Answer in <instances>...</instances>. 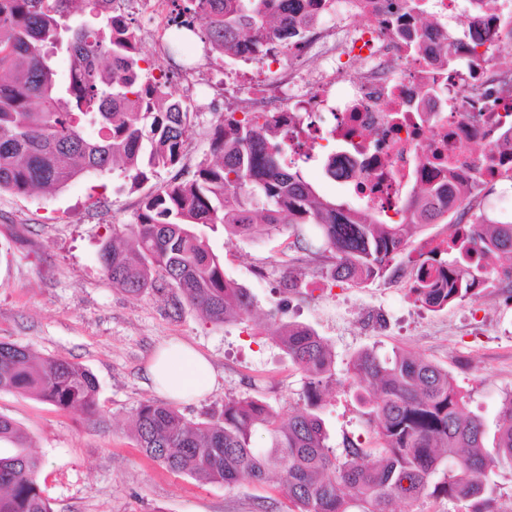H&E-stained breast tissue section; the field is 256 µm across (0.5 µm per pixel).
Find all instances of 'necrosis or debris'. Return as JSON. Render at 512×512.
I'll return each instance as SVG.
<instances>
[{
    "instance_id": "necrosis-or-debris-1",
    "label": "necrosis or debris",
    "mask_w": 512,
    "mask_h": 512,
    "mask_svg": "<svg viewBox=\"0 0 512 512\" xmlns=\"http://www.w3.org/2000/svg\"><path fill=\"white\" fill-rule=\"evenodd\" d=\"M428 3L420 29L410 0H331L288 47L266 42L257 71L231 58L248 115L286 120L289 164H330L370 209L396 216L409 188L478 171L503 187L489 209L512 214V63L496 60L512 0Z\"/></svg>"
}]
</instances>
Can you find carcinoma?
I'll use <instances>...</instances> for the list:
<instances>
[{
	"mask_svg": "<svg viewBox=\"0 0 512 512\" xmlns=\"http://www.w3.org/2000/svg\"><path fill=\"white\" fill-rule=\"evenodd\" d=\"M117 0H0V191L54 194L85 174L122 171L137 189L185 155L196 113L168 91L166 74L150 75L139 35ZM180 17L204 19V39L223 58L254 53L265 40L283 46L301 37L325 0H168ZM64 54L60 74L54 58ZM93 126L90 136L86 128ZM287 144L250 120L217 124L212 158L193 176L146 194L132 224L112 225L100 261L112 285L132 297L170 294L222 324L252 314L250 292L226 277L223 258L198 231L222 226L228 237L288 230L297 249L329 260L333 281L364 284L391 270L408 240L426 224L448 223L443 196L472 193L453 183L410 198V214L380 222L367 210L321 197L288 166ZM450 240L415 264L416 301L440 311L475 296L492 274L512 283V223L455 224ZM272 338L302 369L304 406L283 422L255 398L230 399L219 415L187 419L147 401L134 417L137 446L168 470L235 487L242 479L279 477L289 512H396L423 498L448 501L451 512H499L495 468L512 464V396L502 402L493 445L482 419L465 411V395L444 368L405 352L364 349L351 364L365 393L375 446L344 440L337 450L318 414L333 375L334 354L311 327L271 328ZM30 394L61 411L98 410V385L83 365L0 343V390ZM266 444L253 446L257 433ZM0 512H52L39 484L43 463L27 436L0 416Z\"/></svg>",
	"mask_w": 512,
	"mask_h": 512,
	"instance_id": "carcinoma-1",
	"label": "carcinoma"
}]
</instances>
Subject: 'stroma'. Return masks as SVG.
I'll return each instance as SVG.
<instances>
[{
	"mask_svg": "<svg viewBox=\"0 0 512 512\" xmlns=\"http://www.w3.org/2000/svg\"><path fill=\"white\" fill-rule=\"evenodd\" d=\"M139 30L144 57L170 72V87L190 99L196 118L182 163L131 189L121 172L88 174L53 196L0 192V342L88 368L99 384V411L62 412L13 391H0V415L16 421L43 460L39 484L54 512H288L278 479H244L234 488L175 474L137 447L132 419L146 401L164 398L145 375L151 354L184 341L210 360L213 391L179 411L192 420L217 414L225 401L252 397L280 417L304 403L307 376L264 331L267 316L314 328L335 354L330 393L319 411L333 447L371 441L348 372L361 350L403 351L448 370L467 408L494 433L512 394V286L490 281L477 297L433 312L416 302L409 262L430 239L451 228L430 224L414 234L394 272L360 286L322 278L321 262L290 249L287 233L228 238L208 231L226 276L254 296L255 317L215 325L170 299L133 298L103 274L100 250L116 224L133 223L140 200L174 178H186L211 151L224 118V62L193 38L179 55L162 47L177 28L167 0H120ZM297 287H287L288 277Z\"/></svg>",
	"mask_w": 512,
	"mask_h": 512,
	"instance_id": "35a3bbf8",
	"label": "stroma"
}]
</instances>
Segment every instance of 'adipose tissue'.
<instances>
[{"instance_id": "adipose-tissue-1", "label": "adipose tissue", "mask_w": 512, "mask_h": 512, "mask_svg": "<svg viewBox=\"0 0 512 512\" xmlns=\"http://www.w3.org/2000/svg\"><path fill=\"white\" fill-rule=\"evenodd\" d=\"M146 375L158 392L177 403L201 398L215 385L209 360L179 341L166 343L151 357Z\"/></svg>"}]
</instances>
